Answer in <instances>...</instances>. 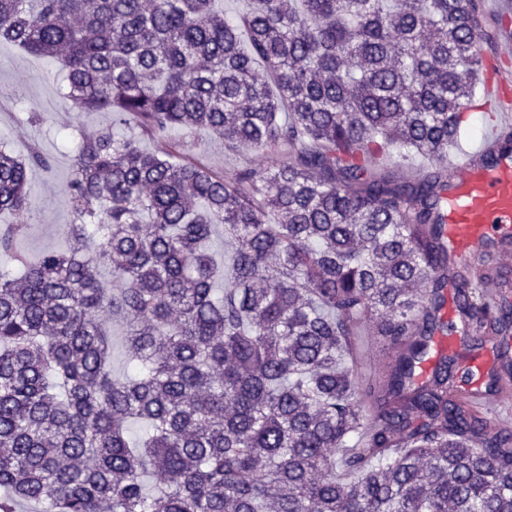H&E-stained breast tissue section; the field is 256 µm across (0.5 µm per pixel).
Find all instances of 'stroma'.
Wrapping results in <instances>:
<instances>
[{"instance_id": "1", "label": "stroma", "mask_w": 512, "mask_h": 512, "mask_svg": "<svg viewBox=\"0 0 512 512\" xmlns=\"http://www.w3.org/2000/svg\"><path fill=\"white\" fill-rule=\"evenodd\" d=\"M111 122V113L72 108L55 63L0 43V146L21 157L35 147L50 160L49 167L33 168L29 174L26 191L32 207L23 218L28 230L17 243L18 251L35 258L66 247L73 216L64 189L74 170L73 145L81 135ZM188 154L222 173L243 166L262 170L269 164L252 151L225 154L220 140L204 131L194 136ZM350 346L358 359L359 387L379 385L391 359L369 323L358 326Z\"/></svg>"}]
</instances>
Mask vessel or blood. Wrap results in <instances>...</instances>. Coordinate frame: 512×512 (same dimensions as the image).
Segmentation results:
<instances>
[{"mask_svg": "<svg viewBox=\"0 0 512 512\" xmlns=\"http://www.w3.org/2000/svg\"><path fill=\"white\" fill-rule=\"evenodd\" d=\"M498 94L494 116L483 129L476 148L450 162L447 208L443 213L448 247L459 264H467L479 252L498 244L499 265L512 264V248L504 246L512 235V157L500 156L498 134L503 121L512 116V72L497 75ZM469 406L489 424L500 425L512 416V382L487 397L473 391Z\"/></svg>", "mask_w": 512, "mask_h": 512, "instance_id": "obj_1", "label": "vessel or blood"}]
</instances>
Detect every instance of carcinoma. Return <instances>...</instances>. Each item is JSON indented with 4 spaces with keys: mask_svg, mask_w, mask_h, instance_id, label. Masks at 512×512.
<instances>
[{
    "mask_svg": "<svg viewBox=\"0 0 512 512\" xmlns=\"http://www.w3.org/2000/svg\"><path fill=\"white\" fill-rule=\"evenodd\" d=\"M213 2L0 0V41L112 113L76 146L68 247L31 261L27 225L0 227L18 267L0 275V512H512V430L459 403L454 360L416 374L455 331L441 216L482 91L474 0H251L231 19ZM129 115L144 137L203 130L270 164L146 150L114 132ZM408 154L431 165L404 176L389 159ZM35 165L0 148V212L28 211ZM454 286L474 344L511 346L512 306L467 267ZM362 321L394 354L370 413L347 354ZM127 368L123 329L117 322L112 323V373L122 376Z\"/></svg>",
    "mask_w": 512,
    "mask_h": 512,
    "instance_id": "cac0c4a2",
    "label": "carcinoma"
}]
</instances>
